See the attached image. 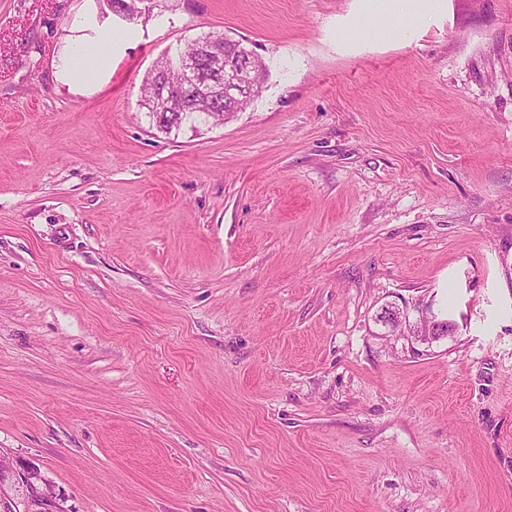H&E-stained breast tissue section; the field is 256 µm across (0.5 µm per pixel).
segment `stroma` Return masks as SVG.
<instances>
[{
	"instance_id": "stroma-1",
	"label": "stroma",
	"mask_w": 512,
	"mask_h": 512,
	"mask_svg": "<svg viewBox=\"0 0 512 512\" xmlns=\"http://www.w3.org/2000/svg\"><path fill=\"white\" fill-rule=\"evenodd\" d=\"M212 32L262 91L165 134ZM0 455L53 512H512V0H0ZM103 30L91 48L79 45L71 49L63 61L61 74L79 89L88 88L100 70L112 62V38Z\"/></svg>"
}]
</instances>
